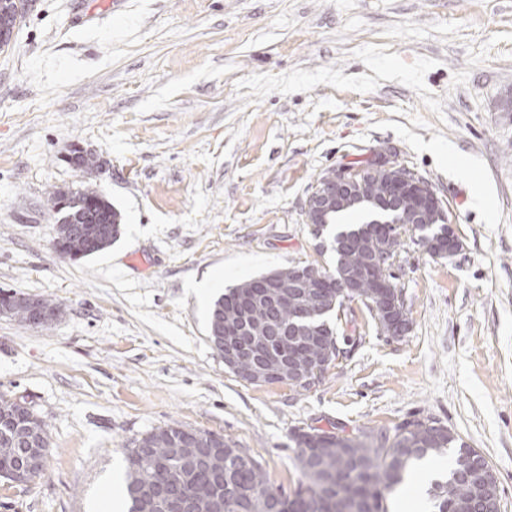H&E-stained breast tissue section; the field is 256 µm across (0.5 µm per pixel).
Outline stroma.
<instances>
[{
  "mask_svg": "<svg viewBox=\"0 0 512 512\" xmlns=\"http://www.w3.org/2000/svg\"><path fill=\"white\" fill-rule=\"evenodd\" d=\"M73 8L31 0L0 50V290L63 310L38 328L0 317V394L49 434L40 476L0 481V512H102L127 448L168 425L224 436L289 494L295 433L390 437L414 416L479 449L512 512V0ZM74 143L92 174L68 163ZM380 159L428 182L460 239L449 258L401 248L410 330L382 335L352 302L349 352L312 389L240 380L207 338L214 300L284 266L333 268L336 228L313 234L307 198ZM84 185L121 233L71 261L48 198ZM449 464L414 469L388 512H432Z\"/></svg>",
  "mask_w": 512,
  "mask_h": 512,
  "instance_id": "35a3bbf8",
  "label": "stroma"
}]
</instances>
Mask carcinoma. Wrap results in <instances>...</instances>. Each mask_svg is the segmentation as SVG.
Returning <instances> with one entry per match:
<instances>
[{"label":"carcinoma","instance_id":"1","mask_svg":"<svg viewBox=\"0 0 512 512\" xmlns=\"http://www.w3.org/2000/svg\"><path fill=\"white\" fill-rule=\"evenodd\" d=\"M383 193L384 181L371 178L364 203L376 205L383 201ZM63 195L60 190L53 192L48 203L59 221L58 244L70 259L80 260L112 246L120 234V214L112 205L89 186L70 193V210H81L92 199L101 200L98 212L109 229L101 244L95 245L88 240L87 232L71 230L65 221L66 211L55 210ZM412 228L416 234L433 239L448 232L444 224H415L411 228L397 224L389 227L387 234L407 233ZM381 238L383 235L369 223L346 224L336 232L333 242L343 250L350 265L358 266L364 253L378 249ZM271 316L284 326L295 322V312L286 308L273 312L263 303L253 310L251 326H263ZM326 323L325 317H318L299 328L298 336L278 339L270 334L255 335V354L283 351L293 342H315L319 340L315 327ZM13 407V400L0 396V450L10 448L14 435ZM186 432V428L179 426L156 428L127 449L124 486L127 512H167V504L158 489L169 480L182 483L195 503L196 512H388V497L404 483L413 465L428 456L442 455L450 448L454 449V456L448 476L432 483L429 490L436 512H467V502L474 493L473 487L458 477L471 448L452 430L431 418L406 421L396 428L393 438L382 436L375 444L367 442L362 434L343 437L331 431L296 433L302 478L290 495L275 490L258 464L238 463L243 452L227 440L223 450V480H217L207 468L191 466L172 452Z\"/></svg>","mask_w":512,"mask_h":512}]
</instances>
